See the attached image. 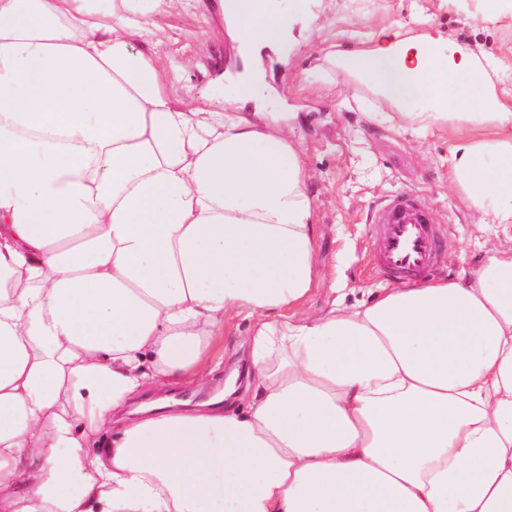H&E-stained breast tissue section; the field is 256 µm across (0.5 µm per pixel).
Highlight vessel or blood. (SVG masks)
<instances>
[{"mask_svg": "<svg viewBox=\"0 0 512 512\" xmlns=\"http://www.w3.org/2000/svg\"><path fill=\"white\" fill-rule=\"evenodd\" d=\"M368 222L376 243L372 269L390 281L416 280L435 273L448 242L436 212L413 190L386 196Z\"/></svg>", "mask_w": 512, "mask_h": 512, "instance_id": "b4317fda", "label": "vessel or blood"}]
</instances>
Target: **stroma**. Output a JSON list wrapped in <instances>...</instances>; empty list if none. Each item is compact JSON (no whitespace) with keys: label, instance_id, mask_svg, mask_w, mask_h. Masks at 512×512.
<instances>
[{"label":"stroma","instance_id":"stroma-1","mask_svg":"<svg viewBox=\"0 0 512 512\" xmlns=\"http://www.w3.org/2000/svg\"><path fill=\"white\" fill-rule=\"evenodd\" d=\"M269 5L292 21L280 48L263 56L266 86L255 100L238 82L225 79L229 48L204 9L162 12L152 22L168 60V87L187 107L220 110L242 99L250 112L290 114L289 131L309 156L317 262L324 275L308 299V312L327 309L334 283L348 304L369 303L390 290L372 271L366 218L377 200L399 190L417 191L433 202L449 239L442 277L478 268L488 251L512 236V227L484 223L465 191L449 185L447 136L419 138L372 122L358 109L376 99L366 82L318 81L311 70L335 46H366L371 16L386 24L431 20L478 54L512 45V22L472 29L469 21L481 0H467L461 10L439 0H270Z\"/></svg>","mask_w":512,"mask_h":512}]
</instances>
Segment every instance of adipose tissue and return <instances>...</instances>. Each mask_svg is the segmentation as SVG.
I'll list each match as a JSON object with an SVG mask.
<instances>
[{
  "label": "adipose tissue",
  "instance_id": "obj_1",
  "mask_svg": "<svg viewBox=\"0 0 512 512\" xmlns=\"http://www.w3.org/2000/svg\"><path fill=\"white\" fill-rule=\"evenodd\" d=\"M195 2L0 0V512H512V241L308 313L316 203L287 122L166 86L151 19ZM219 9L246 70L289 25ZM372 41L332 71L369 83L371 119L447 135L449 184L512 224V48ZM239 320L245 387L141 403L207 383Z\"/></svg>",
  "mask_w": 512,
  "mask_h": 512
}]
</instances>
